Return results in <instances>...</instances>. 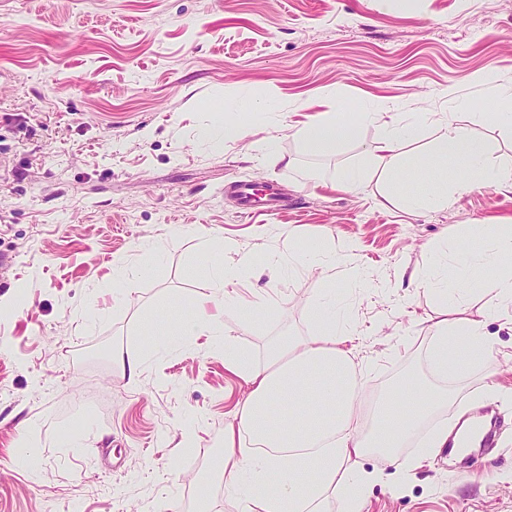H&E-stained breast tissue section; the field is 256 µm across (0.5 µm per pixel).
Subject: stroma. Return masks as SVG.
Here are the masks:
<instances>
[{"label":"stroma","instance_id":"1","mask_svg":"<svg viewBox=\"0 0 512 512\" xmlns=\"http://www.w3.org/2000/svg\"><path fill=\"white\" fill-rule=\"evenodd\" d=\"M488 69L512 87V0H0V512H197L202 500L243 512L223 486L186 481L210 471L245 395L223 341L153 353L135 382L112 365L211 293L209 243L228 270L287 239L307 254L348 245L365 283L332 284L359 334L350 357L370 367L365 407L403 377L430 384L422 320L437 304L410 277L423 251L464 244L467 225L512 224V189L463 192L445 210L405 206L416 183L396 170L339 190L378 126L313 155L294 135L297 106L327 97L351 123L381 103L410 120L433 112L401 148L409 165L430 159L452 115L512 167V135L472 84ZM220 121L246 133L217 152L200 132ZM268 142L284 162L261 156ZM240 180L276 186L283 207L241 212ZM383 190L395 204L378 205ZM117 256L138 273L120 303ZM243 283L276 305L259 321L224 309L259 360L279 337L312 334L310 302L330 284L266 268ZM465 303L487 312L497 354L449 381L442 416L500 415L498 446L441 450L404 474L367 454L364 512H512V325L489 315V296Z\"/></svg>","mask_w":512,"mask_h":512}]
</instances>
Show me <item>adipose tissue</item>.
Returning <instances> with one entry per match:
<instances>
[{"label": "adipose tissue", "instance_id": "adipose-tissue-1", "mask_svg": "<svg viewBox=\"0 0 512 512\" xmlns=\"http://www.w3.org/2000/svg\"><path fill=\"white\" fill-rule=\"evenodd\" d=\"M296 134L317 153L334 151L337 142L355 139L359 128L338 113L311 114ZM430 113L420 115L428 122ZM367 122L379 123L381 132L367 147L370 165L350 169L339 178L340 188L353 190L372 177L374 168L400 167L399 148L413 139L419 123L402 113L388 117L366 113ZM433 157L451 161L452 171L429 170L412 196L415 206L447 208L454 189L512 188V167L490 164L482 143L455 120L442 123L434 141ZM475 245H450L423 259L413 277L434 296L443 317L432 326L428 364L440 381L483 368L493 354L482 318L470 316L462 301L467 284L477 283L497 308L512 309V225H472L466 230ZM346 250L322 253L307 263L292 247L265 256L267 266L291 271L306 265L320 273L343 268L347 278L359 279L358 270L346 267ZM214 286L211 295L196 298L178 333L163 342L174 346L200 332L223 336L218 311L223 306L246 312L251 318L273 311V304L252 301L228 289L222 260L209 262ZM315 330L309 336H291L272 346L264 362H256L232 341L224 343V365L249 386L250 395L238 405L234 422L224 431V448L212 465V474L226 490L243 500L246 512H362L366 489L373 480L359 461L369 449H383L386 465L399 467L397 451L417 432H425L421 456L427 457L448 443V425L430 431L423 424L448 405L447 393L427 400L422 389L405 381L386 393L372 409L376 425L369 433L358 430L364 414L359 386L350 369L347 343L352 330L335 301L316 299L311 307ZM277 482H270V472Z\"/></svg>", "mask_w": 512, "mask_h": 512}]
</instances>
